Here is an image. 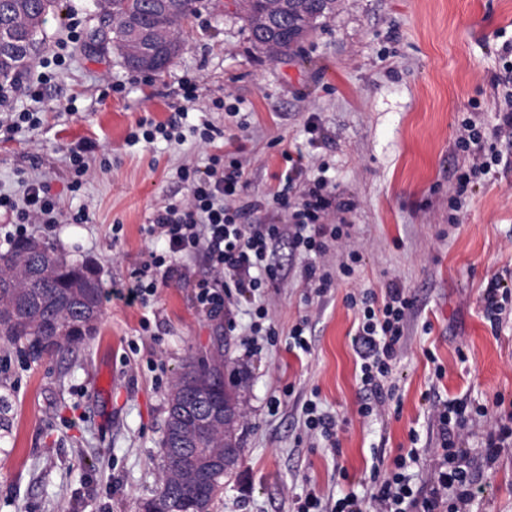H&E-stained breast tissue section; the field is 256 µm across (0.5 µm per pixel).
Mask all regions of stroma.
I'll use <instances>...</instances> for the list:
<instances>
[{"label":"stroma","mask_w":512,"mask_h":512,"mask_svg":"<svg viewBox=\"0 0 512 512\" xmlns=\"http://www.w3.org/2000/svg\"><path fill=\"white\" fill-rule=\"evenodd\" d=\"M224 2L199 0L185 23V51L164 73L146 74L95 40L100 22L87 0H62L47 18L41 54L66 39L69 20L78 21L79 37L44 89L39 129L0 131V193L20 194L24 178L47 175L62 209H86L89 221L51 231L33 224L29 236L91 262L104 287L126 281L152 246L143 224L186 192L177 168L205 156L191 139L130 147L125 137L138 119L166 120L180 81L195 80L202 100L240 107L238 117L208 118L230 128L246 194L269 195L284 153L302 147L310 164L328 166L337 197L350 204L336 215L349 237L324 265L336 269L351 249L361 260L350 281L312 305L295 278L266 288L279 330L273 344L246 345L249 296L232 309V332L195 306L192 285L206 273L200 258L181 262L178 279L159 287L149 307L107 296L96 334L70 350L36 359L0 341V512H138L158 485L171 383L219 340L244 417L240 461L210 512H293L310 490L328 504L348 492L363 497L374 465H391L409 448L420 453L411 484L427 487L442 455L438 407L485 405L500 393L512 400V316L492 330L482 303L488 278L512 271V168L479 180L458 226H448L463 163L456 121L473 111L496 123L491 77L512 43V0H336L297 53L274 60ZM105 75L126 92L101 98ZM71 99L76 114H61ZM313 114L321 131L311 143L304 124ZM84 141L112 165L73 194L60 159ZM117 223L124 230L116 240ZM392 280L416 304L384 380L393 397L365 415L372 397L360 382L350 338L356 313L345 298ZM304 316L311 353L300 358L288 349V331ZM312 397L341 422L336 447L304 428L301 405ZM473 509L512 512V447L480 481Z\"/></svg>","instance_id":"obj_1"}]
</instances>
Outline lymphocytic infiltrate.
Masks as SVG:
<instances>
[{"mask_svg": "<svg viewBox=\"0 0 512 512\" xmlns=\"http://www.w3.org/2000/svg\"><path fill=\"white\" fill-rule=\"evenodd\" d=\"M42 66L39 59L31 63L35 79L16 77L0 84V129L15 133L38 127L33 112L22 108L21 103L39 98L42 86L47 83ZM182 90V100L174 104V114L168 121L141 119L125 141L131 146L138 143L150 146L159 141L180 145L191 136L199 148L207 150V163L202 167L186 164L179 168L177 175L187 188L186 195L169 198L142 227L147 239L162 241L163 246L149 251L147 259L132 271L125 288L116 289V296L130 304L147 305L158 288L176 276L180 260L201 253L208 260L209 271L195 284L194 298L198 307L217 318L227 314L233 295H253L267 283L287 279L288 267L275 259L278 246L285 241L303 259L298 276L310 297H322L333 284L322 258L329 241L342 240L346 235L343 225L334 220L338 209L335 185L322 175L308 177L304 153L286 155L288 168L279 179L274 201L288 206L290 184L299 176L307 178L303 198L294 207L291 223L246 222L247 213L256 204L243 198L247 185L243 165L232 152H213V144L223 138L224 132L209 120L184 128L183 121L190 108L196 106L200 94L198 85L189 80L183 81ZM455 147L463 155L464 163L456 171L453 192L448 198V224L452 227L459 222L471 183L502 163L496 144L473 116L459 121ZM63 162L69 176L67 187L73 193L81 190L97 167L110 164L109 158L97 156L87 144L69 148ZM0 210L10 218L11 229L5 234L9 241L26 235L31 224L51 228L87 221L85 210L69 214L59 210L50 183L38 177L26 180L21 201L0 194ZM346 301L357 314L352 342L361 359L360 381L376 404H386L392 393L384 389L381 380L400 355L405 319L414 307V300L408 289L391 281L383 293L366 289L350 293ZM504 402V397L499 395L488 406L472 410L461 407L441 414L444 453L426 492H414L405 475L408 461L417 457L411 449L395 458L392 468L373 469L369 498L349 493L327 509L311 491L297 498L296 512H468L476 495V480L467 455L459 446L460 438L472 418L484 419L490 425L483 446L484 456L487 462H495L501 448L512 444V410L504 411Z\"/></svg>", "mask_w": 512, "mask_h": 512, "instance_id": "lymphocytic-infiltrate-1", "label": "lymphocytic infiltrate"}]
</instances>
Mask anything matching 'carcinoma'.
Returning <instances> with one entry per match:
<instances>
[{
	"mask_svg": "<svg viewBox=\"0 0 512 512\" xmlns=\"http://www.w3.org/2000/svg\"><path fill=\"white\" fill-rule=\"evenodd\" d=\"M165 2L89 0L88 7L99 15L101 27L128 67L136 68L131 52H149L159 58L161 73L177 57L182 25L198 0H175L174 13ZM59 5L60 0H0V79L18 76L45 45L46 16ZM268 8L269 0H244L242 5L252 43L265 52L273 47L279 56L292 53L332 5L302 0L299 10L281 15L274 32L254 22ZM159 31L168 34L163 45L151 41ZM104 297L95 272L78 260L58 261L48 245L41 253H30L24 238L0 252V339L24 346L33 357L82 342L99 322ZM233 391L224 380V350L219 345L189 361L175 376L161 441L162 472L155 494L144 501L147 512H209L223 488L224 468L210 466L202 486L188 471L202 459L224 458V412L212 407L223 405ZM203 392L213 399V406L199 402ZM196 414L210 416L209 424L198 428L192 420Z\"/></svg>",
	"mask_w": 512,
	"mask_h": 512,
	"instance_id": "carcinoma-1",
	"label": "carcinoma"
}]
</instances>
